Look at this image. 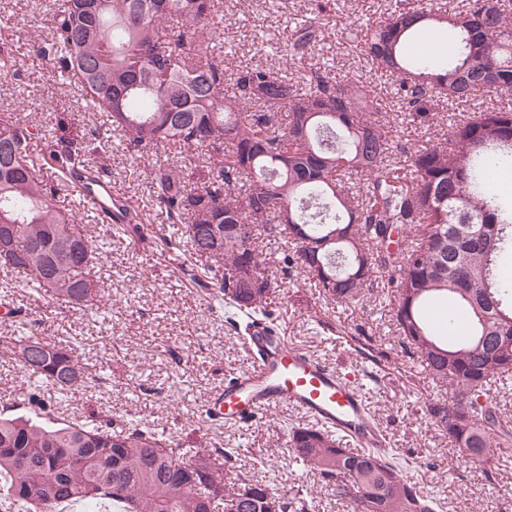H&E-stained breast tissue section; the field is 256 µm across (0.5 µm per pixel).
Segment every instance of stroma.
I'll return each mask as SVG.
<instances>
[{
	"label": "stroma",
	"instance_id": "stroma-1",
	"mask_svg": "<svg viewBox=\"0 0 512 512\" xmlns=\"http://www.w3.org/2000/svg\"><path fill=\"white\" fill-rule=\"evenodd\" d=\"M62 2L0 0V40L11 43L24 73L20 81L0 75V112L33 120L48 137L87 139L93 130L103 128V117L61 77L52 76L49 64L33 50L34 41L49 36L40 25L41 17ZM389 4L390 0H346L339 11L325 15V40L298 64H286L282 48L290 18L310 14L312 0H222L220 39L234 48V67L259 60L302 83L323 66L338 80L362 79L368 77L369 67L353 31L369 27ZM450 117L448 105L442 103L431 126L392 120L389 138L398 160L408 163L416 148L446 137ZM87 163L103 168L145 229L174 236V225L166 223L150 200L145 177L134 173L135 168H147L146 160L132 158L116 142L110 159L91 156ZM70 200L65 191L56 197L59 206L70 207L74 222L89 236L110 241L99 289L100 315L110 319L111 331L100 334L95 317L43 297L26 281L7 279L0 272V287L9 286V299L17 309L13 319L0 320V335L27 334L26 313L44 307L49 319L39 328V339L71 341L92 379L88 388L71 395L59 418L95 410L117 420L143 419L177 436L186 448L238 449L236 473L245 479L263 478L271 462L285 460L290 429L307 426L310 420L287 405L247 424L213 421L206 415V398L247 369L250 361L225 321L223 305L212 291L190 279L191 274H203L204 260L186 242L173 250L143 249L136 237L113 233L95 210L71 206ZM387 282V274H379L369 301L348 308L322 298L305 273L295 268L285 288L271 298L269 309L289 344L342 372L359 374L388 447L406 459L410 478L439 499L440 512H512V448L496 451L485 463H474L427 420L425 401L440 389L403 346L392 321L394 297ZM367 346L376 349L375 360L361 357L360 348ZM26 391L20 367L0 357V409L25 414L21 397ZM286 462L279 473L278 493L312 499L311 512H352L348 502L320 489L315 470Z\"/></svg>",
	"mask_w": 512,
	"mask_h": 512
}]
</instances>
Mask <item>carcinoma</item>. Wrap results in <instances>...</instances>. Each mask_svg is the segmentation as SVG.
<instances>
[{
    "instance_id": "obj_1",
    "label": "carcinoma",
    "mask_w": 512,
    "mask_h": 512,
    "mask_svg": "<svg viewBox=\"0 0 512 512\" xmlns=\"http://www.w3.org/2000/svg\"><path fill=\"white\" fill-rule=\"evenodd\" d=\"M220 0H65L47 18L52 38L37 53L106 117L91 142L155 156L201 148L202 165L157 160L151 199L194 252L213 261L211 286L226 322L244 341L251 324H273L270 295L284 287L260 244L284 238L296 249L286 267L306 273L319 294L340 305L364 301L375 273H390L393 319L403 343L449 395L429 398L425 415L466 457L512 448V418L491 392L512 373V204L492 173L512 164V112H473L451 124L443 142L397 167L387 135L389 105L372 83L340 82L314 71L300 87L253 63L237 68L227 93L228 52L218 32ZM444 25L450 51L409 55L406 46ZM325 39L317 17L289 26L285 61L294 64ZM363 51L394 82L404 117L429 125L435 106L477 93L512 91V10L503 0H464L443 13L425 0H397L367 28ZM39 132L15 112L0 113V238L11 261L0 267L43 295L81 311L99 305L98 245L53 204L68 171L85 167L86 146L46 140L62 160L54 177L34 157ZM219 253L206 250L216 235ZM261 279L241 297L237 272ZM452 297L464 330H437L432 303ZM3 353L22 369L30 415H0V512H60L63 503L121 512H263L272 481L227 479L237 449L181 448L141 420L119 423L92 412L55 421L57 406L88 384L75 348L6 336ZM294 459L355 512H438L439 503L389 452L357 451L318 425L289 434Z\"/></svg>"
}]
</instances>
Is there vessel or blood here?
Instances as JSON below:
<instances>
[{
    "label": "vessel or blood",
    "mask_w": 512,
    "mask_h": 512,
    "mask_svg": "<svg viewBox=\"0 0 512 512\" xmlns=\"http://www.w3.org/2000/svg\"><path fill=\"white\" fill-rule=\"evenodd\" d=\"M79 191L107 215H120L125 205L111 182L96 175L86 177ZM246 348L257 358L251 369L207 398L205 406L212 418L245 422L290 405L311 420L341 431L357 447H383L382 430L365 397L342 373L267 328L254 330Z\"/></svg>",
    "instance_id": "b4317fda"
}]
</instances>
